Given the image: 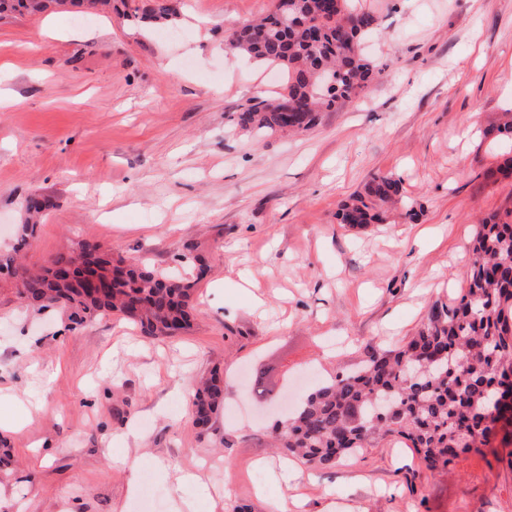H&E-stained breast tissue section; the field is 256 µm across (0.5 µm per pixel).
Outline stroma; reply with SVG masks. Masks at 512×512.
<instances>
[{
    "label": "stroma",
    "mask_w": 512,
    "mask_h": 512,
    "mask_svg": "<svg viewBox=\"0 0 512 512\" xmlns=\"http://www.w3.org/2000/svg\"><path fill=\"white\" fill-rule=\"evenodd\" d=\"M137 2L0 19V255L35 191L50 207L24 264L88 239L190 283L196 318L158 340L116 316L75 326L1 280L0 512H512V443L434 472L398 441L328 469L267 446L278 413L460 292L477 224L512 222L497 171L512 144L480 136L512 112V0H355L376 18L375 78L310 129L265 136L236 108L283 74L227 40L274 0H185L168 26L138 22ZM376 175L401 202L341 224ZM212 369L224 407L202 436L191 384Z\"/></svg>",
    "instance_id": "obj_1"
}]
</instances>
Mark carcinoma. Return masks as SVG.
Returning a JSON list of instances; mask_svg holds the SVG:
<instances>
[{"label": "carcinoma", "mask_w": 512, "mask_h": 512, "mask_svg": "<svg viewBox=\"0 0 512 512\" xmlns=\"http://www.w3.org/2000/svg\"><path fill=\"white\" fill-rule=\"evenodd\" d=\"M112 9V0H0V16L38 14L49 9ZM178 16L173 0H143L134 17L167 24ZM370 12H355L347 0H277L272 11L237 30L232 48L255 62L275 66L286 80L278 96H254L238 107L237 122L260 135L284 131L290 108L295 129L314 125L356 97L373 74L359 40L375 29ZM492 142L512 137V113L485 129ZM401 195L400 182L378 176L342 205L341 223L383 221L380 208ZM29 215L16 233L28 244L46 205L28 199ZM95 247L88 240L37 270L0 257V273L17 278L19 298L34 311L59 307L71 321L118 315L148 338L182 334L194 320L192 288L154 270L95 261L103 287L84 291L58 277L59 271ZM465 288L454 301L434 302L426 322L402 346L369 349L357 367L338 373L307 395L296 412L273 427L272 447L310 467H332L362 448L388 438L401 440L431 471L445 469L470 452L481 453L502 435L512 439V222L478 225L463 273ZM224 376L201 378L192 389V418L199 435L208 433L224 405Z\"/></svg>", "instance_id": "carcinoma-1"}]
</instances>
